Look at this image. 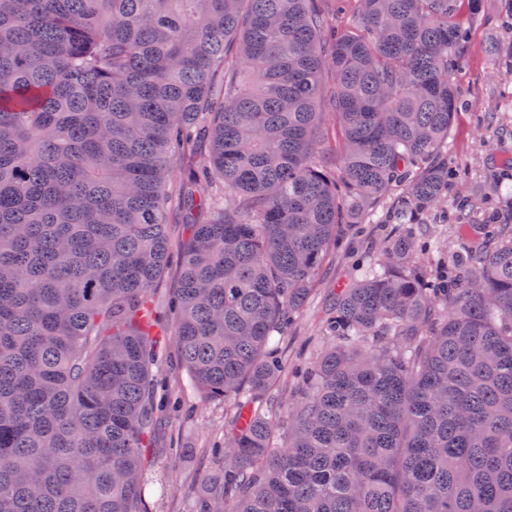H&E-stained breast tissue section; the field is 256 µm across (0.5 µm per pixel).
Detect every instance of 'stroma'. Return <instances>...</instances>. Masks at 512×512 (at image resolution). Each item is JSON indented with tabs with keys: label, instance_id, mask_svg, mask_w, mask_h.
<instances>
[{
	"label": "stroma",
	"instance_id": "35a3bbf8",
	"mask_svg": "<svg viewBox=\"0 0 512 512\" xmlns=\"http://www.w3.org/2000/svg\"><path fill=\"white\" fill-rule=\"evenodd\" d=\"M482 5L478 22L471 21L468 8L460 10L465 52L451 71L460 96L448 135V164L464 178L448 192V218L427 217L417 227L432 243L436 259L462 249L475 234L471 228L458 230L451 218L457 197H470L479 219L512 215L507 200L512 194V0H482ZM491 112L497 115V126L488 131L479 119ZM394 221L389 213L381 224L348 226L330 246L315 294L288 334L289 359L302 362L319 351L324 307L354 280L357 264ZM231 417L223 403L197 395L185 401L177 421L157 425L155 441L161 452L150 468L161 481L145 489L147 512H187L201 478L218 467L210 449L223 438Z\"/></svg>",
	"mask_w": 512,
	"mask_h": 512
}]
</instances>
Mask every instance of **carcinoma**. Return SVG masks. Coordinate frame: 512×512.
Returning <instances> with one entry per match:
<instances>
[{
  "label": "carcinoma",
  "mask_w": 512,
  "mask_h": 512,
  "mask_svg": "<svg viewBox=\"0 0 512 512\" xmlns=\"http://www.w3.org/2000/svg\"><path fill=\"white\" fill-rule=\"evenodd\" d=\"M458 2L0 0V512H145L173 200L169 335L234 411L191 512H512L511 223L447 281L396 225L269 398L342 225L442 200ZM178 280V266L176 255L174 254L173 261L166 272L165 276L160 279L154 290V300L156 309L159 314L166 316L168 311V303L172 296L173 289L177 287Z\"/></svg>",
  "instance_id": "obj_1"
}]
</instances>
